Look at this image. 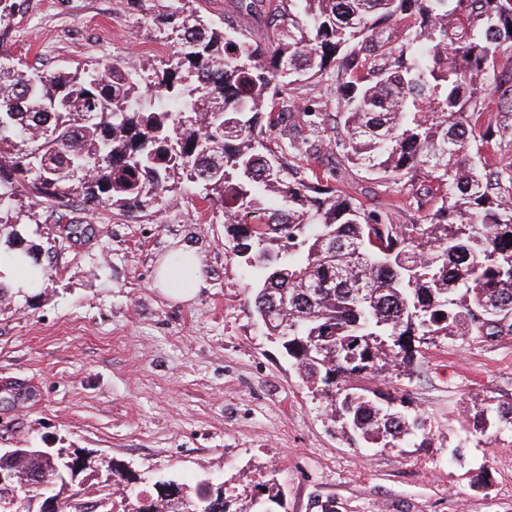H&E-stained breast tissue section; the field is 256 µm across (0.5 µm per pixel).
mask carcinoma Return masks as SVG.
Here are the masks:
<instances>
[{
    "label": "carcinoma",
    "instance_id": "cac0c4a2",
    "mask_svg": "<svg viewBox=\"0 0 512 512\" xmlns=\"http://www.w3.org/2000/svg\"><path fill=\"white\" fill-rule=\"evenodd\" d=\"M288 15L269 47L193 8L167 18V62L106 61L43 72L6 54L0 29V227L23 200L152 216L193 184L219 202L231 249L251 268L255 312L281 336L302 381L342 432L373 445L424 431L391 400L353 386L404 373L440 336L464 343L512 332V195L481 165L474 115L486 75L512 47V0H279ZM411 19L405 29L391 21ZM331 74L343 132L339 167L405 178L406 221L367 209L288 160L271 114L285 70ZM56 134L41 162L30 148ZM427 197L432 209L412 200ZM265 241L273 260L256 259ZM512 425V406L474 413V430ZM112 467L105 512H142ZM220 512L224 484L209 489Z\"/></svg>",
    "mask_w": 512,
    "mask_h": 512
}]
</instances>
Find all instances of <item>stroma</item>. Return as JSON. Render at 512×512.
<instances>
[{"mask_svg":"<svg viewBox=\"0 0 512 512\" xmlns=\"http://www.w3.org/2000/svg\"><path fill=\"white\" fill-rule=\"evenodd\" d=\"M180 0H22L1 25L17 59L55 72L82 63L157 60L173 50L162 18ZM212 24L247 29L259 45L276 37L268 14L240 12L237 0H195ZM512 57L498 56L482 122L507 125L481 155L512 184V112L498 83ZM296 109L276 127V142L311 137L290 161L330 176L370 208L405 220L401 182L340 169L331 147L342 133L329 77L288 84ZM320 107L310 133L301 108ZM61 212L84 227L67 235L43 203L24 207L20 239L0 229V250L37 253L45 275L27 292L0 291V448L89 451L130 468L139 489L173 479L194 487L223 483L227 496L260 498L276 482L270 512H512V428L472 430L469 414L512 405V334L444 340L429 346L410 375L367 380V388L404 398L425 422L427 441L395 448L354 446L327 418L254 311L247 267L232 254L220 206L188 188L161 213L142 217L111 208L87 211L71 198ZM187 246L201 287L187 303L154 286L171 250Z\"/></svg>","mask_w":512,"mask_h":512,"instance_id":"35a3bbf8","label":"stroma"}]
</instances>
